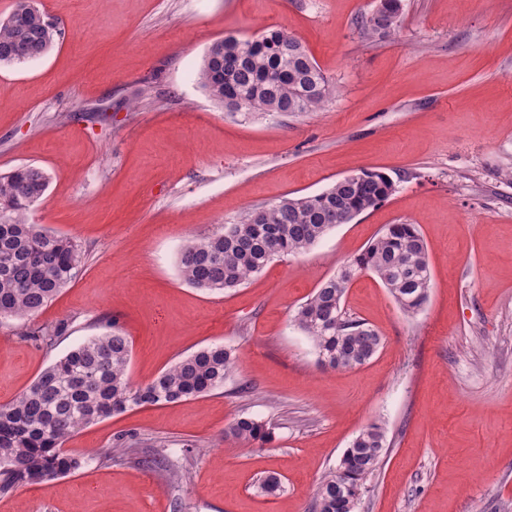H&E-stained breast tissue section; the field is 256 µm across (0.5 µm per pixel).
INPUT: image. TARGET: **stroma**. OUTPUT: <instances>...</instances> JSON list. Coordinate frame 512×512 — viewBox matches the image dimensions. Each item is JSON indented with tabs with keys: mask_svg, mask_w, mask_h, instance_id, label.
Instances as JSON below:
<instances>
[{
	"mask_svg": "<svg viewBox=\"0 0 512 512\" xmlns=\"http://www.w3.org/2000/svg\"><path fill=\"white\" fill-rule=\"evenodd\" d=\"M38 3L61 36L0 66V173L44 169L30 222L88 256L36 316L0 320V404L108 323L131 342L133 383L211 345L234 348L238 368L209 394L80 429L64 448L85 465L0 494V512H312L373 423L386 450L356 512H512V0H402L398 36L380 41L361 26L375 0ZM273 28L330 81L325 109L228 112L201 87L213 42ZM356 170L387 174L394 192L234 290L181 277L188 239ZM387 224L418 226L429 300L409 316L375 275L356 276L344 309L381 346L364 365L324 366L292 317ZM58 324L54 349L28 336ZM242 414L272 436L225 450ZM121 438L181 477L114 454Z\"/></svg>",
	"mask_w": 512,
	"mask_h": 512,
	"instance_id": "1",
	"label": "stroma"
}]
</instances>
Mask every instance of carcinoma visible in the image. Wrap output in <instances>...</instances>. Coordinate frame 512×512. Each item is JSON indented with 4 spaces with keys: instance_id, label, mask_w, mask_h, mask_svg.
<instances>
[{
    "instance_id": "cac0c4a2",
    "label": "carcinoma",
    "mask_w": 512,
    "mask_h": 512,
    "mask_svg": "<svg viewBox=\"0 0 512 512\" xmlns=\"http://www.w3.org/2000/svg\"><path fill=\"white\" fill-rule=\"evenodd\" d=\"M401 0H386L382 15L363 23L369 38L387 39L402 25ZM57 30L35 0H12L0 20V65L24 64L45 56ZM202 88L218 104L224 96L245 99V112H316L330 100V83L305 46L284 29L254 40L227 36L206 50L199 72ZM49 186L36 166L0 174V319L38 314L80 274L85 250L76 239L42 230L26 218ZM394 182L382 172L359 171L313 195L283 197L245 213L223 230L183 246L178 267L190 285L223 292L259 274L274 259L300 254L342 223L387 199ZM377 275L400 308L418 312L429 297L431 269L424 238L414 224H389L359 254L326 279L299 306L294 322L314 341L322 364L356 367L381 345L379 334L346 316L344 299L358 274ZM64 333L61 325L38 327L28 336L48 348ZM128 337L116 330L88 337L44 368L15 400L0 405V491L48 481L79 470L85 459L62 448L81 428L144 404H171L224 386L234 365L233 349H201L144 385L133 384L127 368ZM271 436L267 423L237 417L224 430V443L255 446ZM386 446L382 426L363 429L336 468L320 482L313 512H346L379 467Z\"/></svg>"
}]
</instances>
